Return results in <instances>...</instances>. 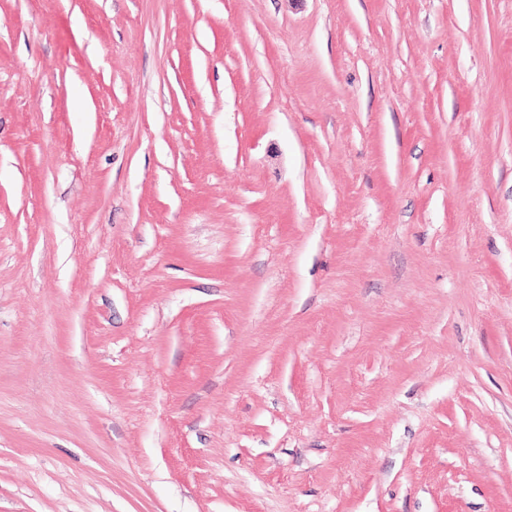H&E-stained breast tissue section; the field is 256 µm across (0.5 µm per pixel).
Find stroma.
Listing matches in <instances>:
<instances>
[{
    "label": "stroma",
    "instance_id": "stroma-1",
    "mask_svg": "<svg viewBox=\"0 0 512 512\" xmlns=\"http://www.w3.org/2000/svg\"><path fill=\"white\" fill-rule=\"evenodd\" d=\"M0 512H512V0H0Z\"/></svg>",
    "mask_w": 512,
    "mask_h": 512
}]
</instances>
